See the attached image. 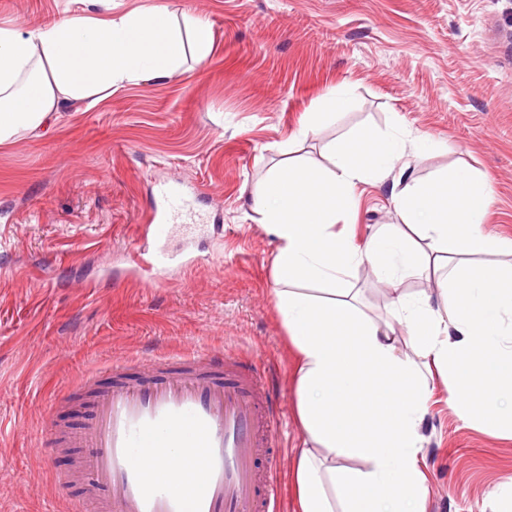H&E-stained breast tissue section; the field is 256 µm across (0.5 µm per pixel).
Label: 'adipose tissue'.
Instances as JSON below:
<instances>
[{"label": "adipose tissue", "instance_id": "adipose-tissue-1", "mask_svg": "<svg viewBox=\"0 0 512 512\" xmlns=\"http://www.w3.org/2000/svg\"><path fill=\"white\" fill-rule=\"evenodd\" d=\"M95 2V15L0 26V145L40 135L72 104L96 106L114 89L171 78L186 59L202 64L212 53L201 18ZM427 144L407 133L365 139L356 152L335 143L332 172L282 165L254 192L252 209L275 241L276 307L296 356L299 512H425L430 367L447 374L448 403L464 420L512 438V240L483 229L491 200L483 177L456 168L440 186L416 181L404 156ZM369 182L389 183L399 221L360 247L338 223ZM480 254L496 260L471 266ZM362 265L391 289L388 317L362 310L351 280ZM426 273L436 296L402 292ZM402 327L408 355L397 345ZM345 459L367 468H344Z\"/></svg>", "mask_w": 512, "mask_h": 512}]
</instances>
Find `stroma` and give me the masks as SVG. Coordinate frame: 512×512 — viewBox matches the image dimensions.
<instances>
[{
    "mask_svg": "<svg viewBox=\"0 0 512 512\" xmlns=\"http://www.w3.org/2000/svg\"><path fill=\"white\" fill-rule=\"evenodd\" d=\"M209 22V60L75 105L38 137L0 146V512H57L81 494L79 453L45 436L51 398L112 362L221 350L258 368L279 417L278 492L296 512L294 356L272 295L274 242L250 194L287 157L331 168L328 147L403 127L431 145L415 177L457 165L488 179L487 233L512 238V0H113ZM87 0H0L26 27ZM348 105L304 131L331 90ZM196 187L192 275L149 287L128 271L153 184ZM396 214L360 185L356 244ZM422 433L426 512H493L512 439L486 435L431 381Z\"/></svg>",
    "mask_w": 512,
    "mask_h": 512,
    "instance_id": "35a3bbf8",
    "label": "stroma"
}]
</instances>
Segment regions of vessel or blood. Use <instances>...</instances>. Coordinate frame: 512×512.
Wrapping results in <instances>:
<instances>
[{
	"mask_svg": "<svg viewBox=\"0 0 512 512\" xmlns=\"http://www.w3.org/2000/svg\"><path fill=\"white\" fill-rule=\"evenodd\" d=\"M149 216L152 236L176 220L190 225L189 202L177 187L160 189ZM132 262L142 283H165L191 272L188 254L138 246ZM110 382L84 376L74 391L91 393L83 430L46 428L55 444L83 449L80 506L89 512H278L276 464L261 468L271 445L275 409L262 399L254 369L224 354L194 352L108 368ZM198 462L191 491L182 489L185 462Z\"/></svg>",
	"mask_w": 512,
	"mask_h": 512,
	"instance_id": "b4317fda",
	"label": "vessel or blood"
}]
</instances>
